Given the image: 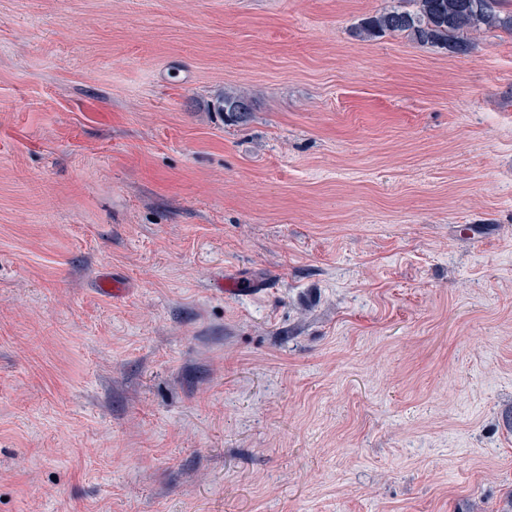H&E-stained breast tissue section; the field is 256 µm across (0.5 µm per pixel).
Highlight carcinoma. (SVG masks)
Here are the masks:
<instances>
[{
  "instance_id": "1",
  "label": "carcinoma",
  "mask_w": 512,
  "mask_h": 512,
  "mask_svg": "<svg viewBox=\"0 0 512 512\" xmlns=\"http://www.w3.org/2000/svg\"><path fill=\"white\" fill-rule=\"evenodd\" d=\"M411 6H406V3ZM509 0H397V4L370 15L357 26L356 36L371 40L384 34H403L421 47L466 54L473 49L471 30L502 29L512 32ZM227 126L247 124L254 112L244 92L227 90L208 105Z\"/></svg>"
}]
</instances>
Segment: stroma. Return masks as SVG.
Masks as SVG:
<instances>
[{"mask_svg": "<svg viewBox=\"0 0 512 512\" xmlns=\"http://www.w3.org/2000/svg\"><path fill=\"white\" fill-rule=\"evenodd\" d=\"M393 4L0 0V512H512V33ZM405 2L412 3L411 9ZM509 0H397V5L370 15L357 26L356 36L371 40L403 34L421 47L466 54L473 49L471 30L502 29L512 33ZM240 106H245L247 112H240ZM209 112H215L227 126L247 124L254 112L252 99L244 92L227 90L208 105Z\"/></svg>", "mask_w": 512, "mask_h": 512, "instance_id": "35a3bbf8", "label": "stroma"}]
</instances>
